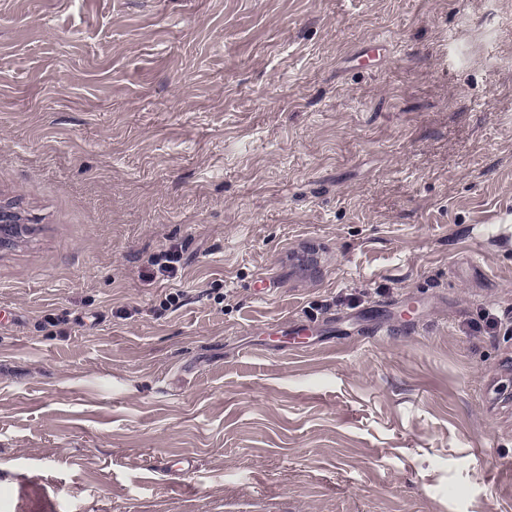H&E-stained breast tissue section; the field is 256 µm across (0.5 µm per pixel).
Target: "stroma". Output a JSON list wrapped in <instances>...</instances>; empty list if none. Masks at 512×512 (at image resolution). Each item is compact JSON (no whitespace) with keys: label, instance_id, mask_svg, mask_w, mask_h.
<instances>
[{"label":"stroma","instance_id":"obj_1","mask_svg":"<svg viewBox=\"0 0 512 512\" xmlns=\"http://www.w3.org/2000/svg\"><path fill=\"white\" fill-rule=\"evenodd\" d=\"M1 205L0 512H512V0H0Z\"/></svg>","mask_w":512,"mask_h":512}]
</instances>
